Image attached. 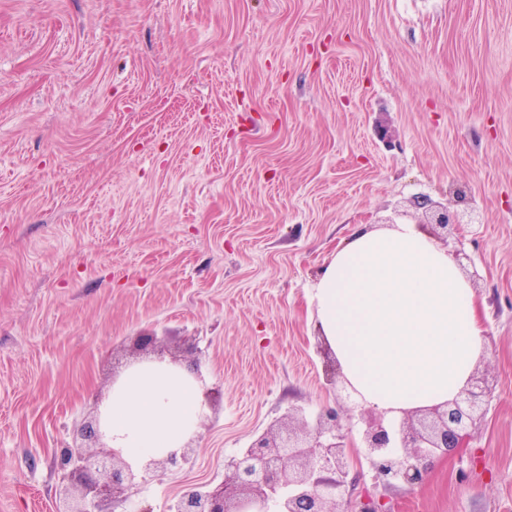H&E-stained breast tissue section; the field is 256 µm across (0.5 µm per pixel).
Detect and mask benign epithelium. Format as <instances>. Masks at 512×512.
Segmentation results:
<instances>
[{
	"mask_svg": "<svg viewBox=\"0 0 512 512\" xmlns=\"http://www.w3.org/2000/svg\"><path fill=\"white\" fill-rule=\"evenodd\" d=\"M414 205L442 229L473 224L476 218L450 212L424 197ZM492 386L472 374L453 399L426 409L405 412L395 421L362 409L358 429L343 424L339 409L327 407L309 415L302 407L288 412V421L261 434L244 452L227 463L230 475L213 486L191 487L176 497L169 512H353L344 498L353 488L359 454L368 459L374 480L385 489L420 485L431 464L464 447L486 412ZM83 440L105 438L100 417L81 428ZM190 446L180 453L153 459L135 471L116 448L92 452L82 444L59 451L57 466L67 472L76 504L57 512H117L133 489L159 472H174L188 463Z\"/></svg>",
	"mask_w": 512,
	"mask_h": 512,
	"instance_id": "benign-epithelium-1",
	"label": "benign epithelium"
}]
</instances>
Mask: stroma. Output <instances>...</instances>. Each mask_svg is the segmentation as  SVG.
Segmentation results:
<instances>
[{
  "label": "stroma",
  "mask_w": 512,
  "mask_h": 512,
  "mask_svg": "<svg viewBox=\"0 0 512 512\" xmlns=\"http://www.w3.org/2000/svg\"><path fill=\"white\" fill-rule=\"evenodd\" d=\"M444 231L493 382L388 512H512V0H0V512H54L55 461L114 380L160 353L218 395L167 512L344 379L309 303L358 225ZM157 338L144 351L139 336ZM415 207L424 210L430 215L431 221L429 224H436L440 228L448 232V226H456V224H473L476 223L477 218L471 215L467 220H464V215L458 212L448 211V207L442 206L433 202L430 198L424 197L414 203Z\"/></svg>",
  "instance_id": "1"
}]
</instances>
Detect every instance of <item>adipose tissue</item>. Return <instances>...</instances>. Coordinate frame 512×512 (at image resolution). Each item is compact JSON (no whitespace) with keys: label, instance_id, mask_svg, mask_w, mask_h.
<instances>
[{"label":"adipose tissue","instance_id":"1","mask_svg":"<svg viewBox=\"0 0 512 512\" xmlns=\"http://www.w3.org/2000/svg\"><path fill=\"white\" fill-rule=\"evenodd\" d=\"M318 329L359 399L387 417L461 392L484 352L469 282L452 254L413 224L360 225L319 273ZM112 447L135 469L180 450L210 409L187 367H130L101 405Z\"/></svg>","mask_w":512,"mask_h":512}]
</instances>
